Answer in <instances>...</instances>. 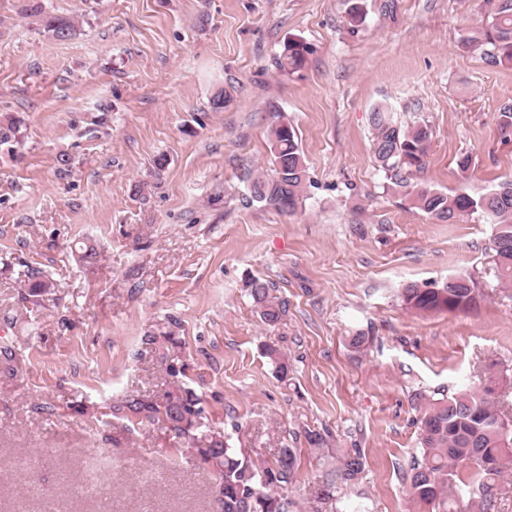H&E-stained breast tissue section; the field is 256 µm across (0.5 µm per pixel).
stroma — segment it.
Listing matches in <instances>:
<instances>
[{"label": "stroma", "instance_id": "35a3bbf8", "mask_svg": "<svg viewBox=\"0 0 512 512\" xmlns=\"http://www.w3.org/2000/svg\"><path fill=\"white\" fill-rule=\"evenodd\" d=\"M361 4L354 24L349 0H0V120L25 119L19 156L0 150V346L13 350L0 357V512H100L81 491L93 482L112 512H220L196 449L112 414L178 386L257 466L297 449V512H428L404 479L420 455L416 395L479 390L491 366L512 420V288L490 227L413 208L371 125L378 107L427 124L413 180L485 193L512 179L498 122L512 61L464 40L487 27L485 0ZM42 13L76 17V35L49 37ZM291 39L307 53L285 70ZM282 121L308 174L292 213L249 191L273 175ZM86 242L96 264L79 259ZM26 263L57 284L36 304L21 299ZM455 275L472 308L405 305L403 288ZM253 277L287 300L279 325L261 320ZM310 430L327 444L311 447ZM355 449L358 477L314 500Z\"/></svg>", "mask_w": 512, "mask_h": 512}]
</instances>
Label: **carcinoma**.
<instances>
[{"instance_id": "cac0c4a2", "label": "carcinoma", "mask_w": 512, "mask_h": 512, "mask_svg": "<svg viewBox=\"0 0 512 512\" xmlns=\"http://www.w3.org/2000/svg\"><path fill=\"white\" fill-rule=\"evenodd\" d=\"M491 21L482 31H473L464 41L493 47L492 57L512 61V0H486ZM45 33L54 39H68L77 27L73 19L46 16L42 19ZM306 46L290 40L284 46L280 66L302 64ZM373 151L380 166L392 172L398 193L410 199L416 208L441 220L450 221L462 215H478L491 226V243L500 239L512 241V181L472 195L463 189L451 193L419 185L406 173L424 165L431 142L430 131L423 125L404 127L388 113L372 114ZM23 118L9 116L0 124V146L20 144ZM274 175L257 179L250 188L253 200L274 208L293 212L301 198L306 180L304 158L294 128L283 122L270 131ZM494 260L502 283L512 287V249L494 251ZM27 294L24 299L40 297L55 288L53 280L41 268L26 265L23 279ZM261 319L268 325L280 323L288 311L287 301L276 294V286L260 279L247 283ZM406 304L426 312H461L476 301L475 288L469 279L453 288H428L410 285L404 289ZM420 412L421 458L414 461L405 475L412 499L435 509V512H460L459 502L469 495L470 506L492 493L493 482L512 471V434L505 436V421L498 407L495 388L489 384L480 392L459 391L451 396L418 398ZM118 410L125 416L145 418L160 423L177 436L189 440L197 448L203 463L218 478L221 512H289L288 497L282 494L298 467L297 449L284 446L273 465L258 467L242 450L229 442L223 431L203 420L196 398L188 390L168 392L157 402L129 395ZM468 462L481 476L475 489L463 490L456 482L457 467ZM362 457L357 451L346 454L339 462L334 478L317 489L316 497L330 498L336 483L347 484L362 470Z\"/></svg>"}]
</instances>
